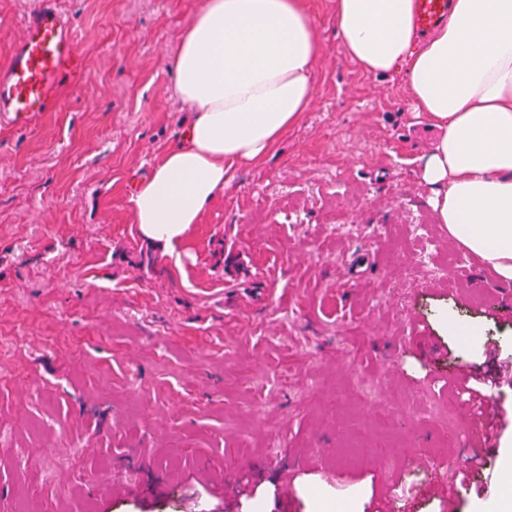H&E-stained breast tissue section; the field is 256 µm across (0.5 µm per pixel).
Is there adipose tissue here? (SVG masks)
Wrapping results in <instances>:
<instances>
[{"label": "adipose tissue", "instance_id": "obj_1", "mask_svg": "<svg viewBox=\"0 0 512 512\" xmlns=\"http://www.w3.org/2000/svg\"><path fill=\"white\" fill-rule=\"evenodd\" d=\"M336 32L366 73L405 69L432 134L422 177L438 223L512 283V0H452L415 24L414 0H335ZM321 44L304 0H204L173 60L192 118L129 203L141 235L179 257L233 171L263 161L309 112ZM449 0H415V22L421 32H430L447 21Z\"/></svg>", "mask_w": 512, "mask_h": 512}]
</instances>
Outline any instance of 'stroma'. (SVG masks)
Masks as SVG:
<instances>
[{
  "instance_id": "obj_1",
  "label": "stroma",
  "mask_w": 512,
  "mask_h": 512,
  "mask_svg": "<svg viewBox=\"0 0 512 512\" xmlns=\"http://www.w3.org/2000/svg\"><path fill=\"white\" fill-rule=\"evenodd\" d=\"M202 4L62 0L84 69L35 126L0 127V512H404L426 459L472 488L414 512H476L512 432L475 446L481 406L448 380L512 360V284L435 221L405 73L345 55L333 0H304L303 121L182 263L141 237L128 198L182 141L172 60Z\"/></svg>"
}]
</instances>
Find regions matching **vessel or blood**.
Returning a JSON list of instances; mask_svg holds the SVG:
<instances>
[{"label": "vessel or blood", "mask_w": 512, "mask_h": 512, "mask_svg": "<svg viewBox=\"0 0 512 512\" xmlns=\"http://www.w3.org/2000/svg\"><path fill=\"white\" fill-rule=\"evenodd\" d=\"M448 11L449 0H415L418 30H434L447 21ZM81 70L82 54L66 15L49 5L30 12L21 37L9 45L6 61L0 65V126L16 130L34 126L45 112L60 104L64 81ZM508 428H512V411L499 410L490 418L475 421L473 434L484 446L496 430ZM429 471V483L415 489L414 500L434 489L458 495V488L448 485L446 467L433 465Z\"/></svg>", "instance_id": "b4317fda"}]
</instances>
